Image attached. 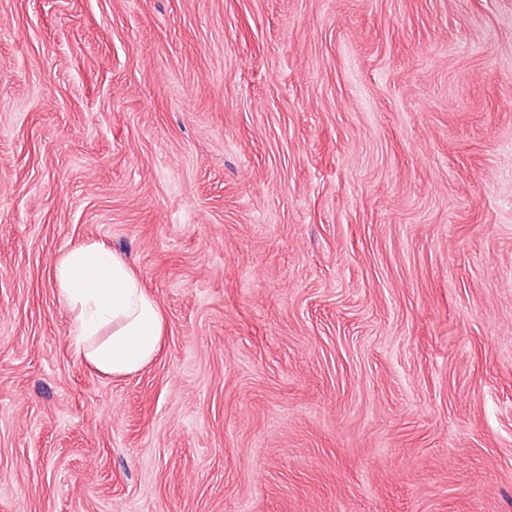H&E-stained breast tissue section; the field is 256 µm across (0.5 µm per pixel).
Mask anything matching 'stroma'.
Segmentation results:
<instances>
[{
  "label": "stroma",
  "mask_w": 512,
  "mask_h": 512,
  "mask_svg": "<svg viewBox=\"0 0 512 512\" xmlns=\"http://www.w3.org/2000/svg\"><path fill=\"white\" fill-rule=\"evenodd\" d=\"M0 512H512V0H0ZM71 315L69 343L98 375H133L156 356L164 327L160 303L126 262L102 242L66 252L55 265Z\"/></svg>",
  "instance_id": "obj_1"
}]
</instances>
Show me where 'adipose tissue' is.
<instances>
[{
    "instance_id": "adipose-tissue-1",
    "label": "adipose tissue",
    "mask_w": 512,
    "mask_h": 512,
    "mask_svg": "<svg viewBox=\"0 0 512 512\" xmlns=\"http://www.w3.org/2000/svg\"><path fill=\"white\" fill-rule=\"evenodd\" d=\"M55 281L72 315L70 347L98 375L127 377L155 358L162 307L104 243L66 252L55 265Z\"/></svg>"
}]
</instances>
